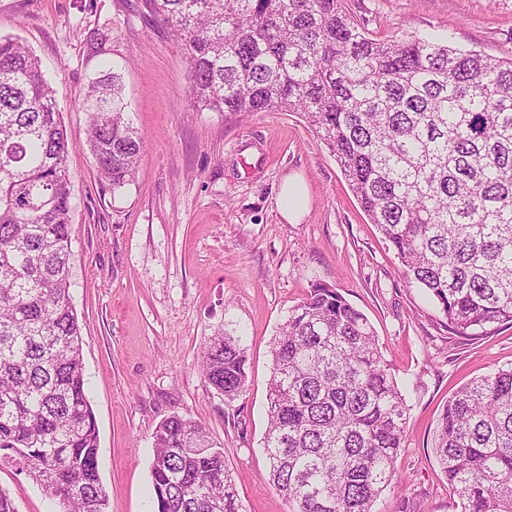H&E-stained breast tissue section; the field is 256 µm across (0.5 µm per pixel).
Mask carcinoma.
I'll use <instances>...</instances> for the list:
<instances>
[{
  "label": "carcinoma",
  "mask_w": 512,
  "mask_h": 512,
  "mask_svg": "<svg viewBox=\"0 0 512 512\" xmlns=\"http://www.w3.org/2000/svg\"><path fill=\"white\" fill-rule=\"evenodd\" d=\"M179 41L190 99L211 112H296L336 159L406 282L448 329L512 326V58L423 38L376 39L341 0H146ZM36 54L0 36V452L60 512H108L99 433L70 296L72 142ZM112 190L141 160L121 76L78 104ZM269 481L288 512H373L402 480L407 408L367 317L322 285L270 342ZM204 379L242 396L247 356L228 333ZM434 453L458 512H512V368L462 387ZM153 512H245L224 451L189 417L153 434Z\"/></svg>",
  "instance_id": "cac0c4a2"
}]
</instances>
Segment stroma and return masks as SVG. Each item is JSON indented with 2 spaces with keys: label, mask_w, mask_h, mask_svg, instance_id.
Instances as JSON below:
<instances>
[{
  "label": "stroma",
  "mask_w": 512,
  "mask_h": 512,
  "mask_svg": "<svg viewBox=\"0 0 512 512\" xmlns=\"http://www.w3.org/2000/svg\"><path fill=\"white\" fill-rule=\"evenodd\" d=\"M342 6L373 38H440L512 58V0ZM0 36L40 57L72 141L70 295L109 512H152L153 433L174 414L223 449L246 512H288L263 451L269 343L317 284L368 318L408 409L395 463L405 488L386 489L374 512H455L433 453L437 418L461 387L512 367V327L474 340L441 326L298 114L194 108L180 45L145 0H0ZM105 57L121 69L143 136L139 168L118 190L98 176L77 107ZM294 173L309 191L297 224L277 207ZM224 332L241 337L247 354L248 388L233 401L200 368L204 347ZM0 490L18 512H58L20 466L0 463Z\"/></svg>",
  "instance_id": "1"
}]
</instances>
